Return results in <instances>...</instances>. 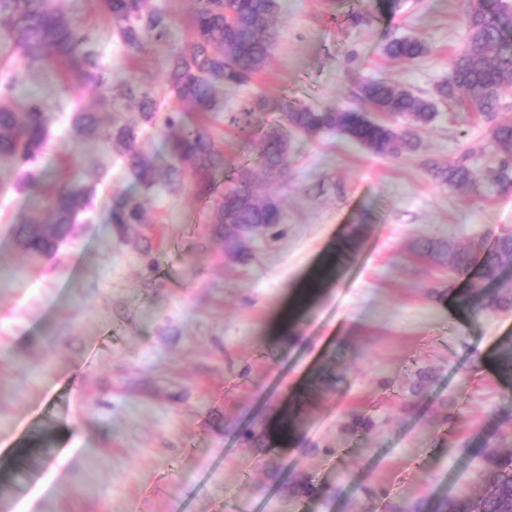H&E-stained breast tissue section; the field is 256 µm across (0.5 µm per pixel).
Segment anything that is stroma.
I'll return each instance as SVG.
<instances>
[{
  "mask_svg": "<svg viewBox=\"0 0 512 512\" xmlns=\"http://www.w3.org/2000/svg\"><path fill=\"white\" fill-rule=\"evenodd\" d=\"M172 17L165 39L131 57L101 0L64 8L98 42L106 85L163 83L168 50L189 41V0H156ZM278 38L253 86L224 92L209 113L227 168L210 193L184 176L179 193L146 190L100 139L73 140L75 109L137 125L139 144L166 159L162 119L142 124L126 102L100 105L105 87L76 88L56 72H28L19 96L51 115L43 184L76 175L97 189L86 221L50 258L32 260L14 224L36 215L41 187L0 191V512H391L422 498L484 492L478 457L452 446L512 450V380L498 375L512 341V307L475 311L459 278L419 255L428 239L454 250L493 246L512 227V191L451 189L432 162L465 154L496 164L490 123L441 102L417 152L374 156L338 135L289 131L277 193V236L251 242L240 264L212 224L230 168L258 169L264 130L287 105H359L358 87L385 79L432 96L467 40V0H279ZM418 37L427 53L388 59L385 44ZM246 129L230 119L256 95ZM140 198L145 221L118 228L112 209ZM319 288L305 303L310 282ZM291 315V335L277 320ZM297 412L271 474L262 434ZM369 421L349 433L351 414ZM303 478L324 490L300 498Z\"/></svg>",
  "mask_w": 512,
  "mask_h": 512,
  "instance_id": "35a3bbf8",
  "label": "stroma"
}]
</instances>
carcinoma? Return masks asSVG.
Instances as JSON below:
<instances>
[{
    "label": "carcinoma",
    "mask_w": 512,
    "mask_h": 512,
    "mask_svg": "<svg viewBox=\"0 0 512 512\" xmlns=\"http://www.w3.org/2000/svg\"><path fill=\"white\" fill-rule=\"evenodd\" d=\"M104 6L113 34L131 55L141 54L151 40L164 38L169 30V14L153 0H104ZM278 9V0H190L188 46L172 49L164 63L165 83L178 102L164 118L170 158L165 178L157 179L155 159L140 149L136 128L116 118L103 127L96 113L81 110L73 115V136L100 138L111 144L125 160L130 177L147 189L160 183L174 193L189 173L201 190H206L212 170L225 165L224 153L216 148L206 125L197 122L188 126L183 117L187 112L215 111L226 87L254 83L274 48ZM466 26L465 48L451 60L450 77L436 87L435 99L456 100L461 95L469 111L494 115L502 111V100L512 91V14L489 8L483 0H469ZM0 35L31 67H60L73 86L105 84L96 40L68 16L63 0H0ZM427 51L424 42L412 38L395 39L384 48L386 57L403 61L416 60ZM21 79L15 74L0 83V173L20 168L27 183L33 185L42 176L38 162L47 143L49 115L36 98L23 103L14 100V88ZM110 92L114 100L134 103L145 123L155 120L159 105L150 88L127 82ZM359 97L373 111L394 115L407 125L374 119L370 112L349 105L291 107L285 113L286 124L308 136L334 132L377 157L398 158L418 150L416 130L436 117L435 99L387 80L362 84ZM489 137L499 151L489 182L506 192L512 188V121H497ZM288 151V134L272 127L264 133L260 155L266 186L256 182L251 168L233 169L234 183L224 192L214 214V223L224 225L226 257L248 261L251 235L282 224L281 202L273 185L281 177ZM430 172L439 183L452 188L477 181L476 170L465 159L453 165L435 163ZM95 194V187L81 182L57 185L43 198L51 219H30L15 225L17 242L32 254L52 255L57 242L70 233L77 215L87 211ZM110 221L121 229L144 223L141 202L126 200L112 210ZM423 248L456 276H465L472 268L474 255L469 250L450 253L448 245L434 241L426 242ZM511 263L512 239L501 236L491 249L480 253L481 277L496 281L501 269ZM464 302L474 309L511 306L512 283L501 285L490 296L485 289L474 287ZM496 370L512 379V343L501 349ZM294 429V414L284 412L271 433L263 436L262 446L276 448L288 443ZM476 455L483 462L484 495L474 498L461 494L435 502L421 498L406 507L395 505L393 512H512V452L478 451Z\"/></svg>",
    "instance_id": "1"
}]
</instances>
